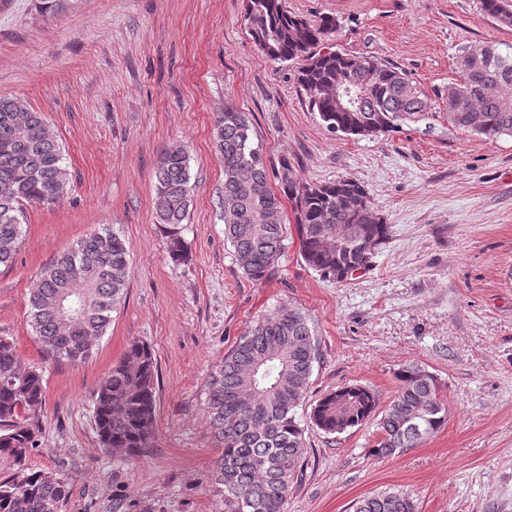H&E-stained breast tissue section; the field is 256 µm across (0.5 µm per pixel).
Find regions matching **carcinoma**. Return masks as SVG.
<instances>
[{"mask_svg":"<svg viewBox=\"0 0 512 512\" xmlns=\"http://www.w3.org/2000/svg\"><path fill=\"white\" fill-rule=\"evenodd\" d=\"M485 12L512 27L509 0H482ZM249 32L271 60H303L298 81L328 130L373 137L424 116L422 90L399 68L373 57L315 51L336 28L335 19L309 21L293 15L283 0H247ZM486 55H460L459 88L473 100L472 114L448 107V123L495 141L512 137V50L486 46ZM343 80L366 90L363 108L342 110L324 89ZM214 144L224 166L225 233L239 268L252 280L266 278L284 250L282 198L295 203L299 251L305 264L326 280L351 279L352 249L336 238L355 237L354 228L379 244L390 226L373 208L365 187L350 178L304 185L288 164L279 174V192L269 186L263 148L253 140L248 115L230 106L215 115ZM154 209L171 226L169 253L183 257L178 226L193 202L185 150L164 152L156 172ZM61 147L49 134L42 113L20 97H0V266L13 262L22 236L23 205L45 206L68 193ZM127 241L105 224L81 238L39 276L29 296V316L46 358L82 362L93 341L106 333L112 311L123 299L129 272ZM318 342L308 318L290 305L255 322L224 355L210 376L206 411L220 453L215 480L224 492V512H286L308 462L305 427L297 409L305 402ZM388 406L377 412V394L364 386L341 387L318 401L311 423L328 435L342 434L377 418L369 452L386 458L415 448L437 433L447 418L436 379L414 366L402 368ZM155 363L149 348L132 343L123 358L98 382L94 415L102 451L126 449L138 459L151 447L155 425ZM43 375L26 365L12 340L0 336V454L17 470L0 481V512H62L68 482L25 466L38 447L39 415L45 406ZM353 512H417L411 495L383 491L358 499Z\"/></svg>","mask_w":512,"mask_h":512,"instance_id":"1","label":"carcinoma"}]
</instances>
